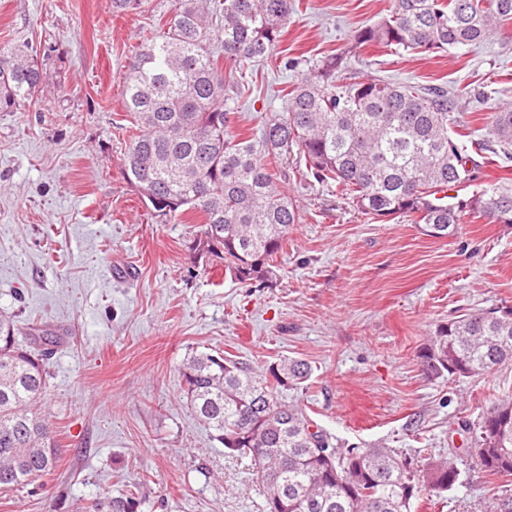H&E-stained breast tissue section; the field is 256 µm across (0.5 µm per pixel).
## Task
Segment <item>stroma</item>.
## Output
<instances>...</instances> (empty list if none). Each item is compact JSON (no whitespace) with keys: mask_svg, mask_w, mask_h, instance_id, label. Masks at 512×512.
Masks as SVG:
<instances>
[{"mask_svg":"<svg viewBox=\"0 0 512 512\" xmlns=\"http://www.w3.org/2000/svg\"><path fill=\"white\" fill-rule=\"evenodd\" d=\"M388 0H296L276 61L235 73L234 132L281 112L284 90L343 60L342 76L466 91L453 112L463 144L512 107V20L480 46L424 55L355 41ZM168 0L114 15L112 0H0V47H36L38 102L0 112V316L19 340L54 332L41 402L60 450L39 482L0 490V512H85L137 486L139 512H264L250 459L225 455L183 396L188 355L219 351L266 368L300 358L313 373L282 389L338 448L381 445L413 465L450 457L459 479L412 512H474L503 479L469 450L512 364L431 380L419 353L469 309L512 308V226L463 213L437 239L408 218L358 212L335 183L282 158L298 222L266 282L241 283L196 258L197 215L164 223L123 174L128 60Z\"/></svg>","mask_w":512,"mask_h":512,"instance_id":"stroma-1","label":"stroma"}]
</instances>
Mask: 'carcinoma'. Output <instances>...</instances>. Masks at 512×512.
<instances>
[{
    "mask_svg": "<svg viewBox=\"0 0 512 512\" xmlns=\"http://www.w3.org/2000/svg\"><path fill=\"white\" fill-rule=\"evenodd\" d=\"M152 0H112V13L142 12ZM294 0H171L165 23L152 29L128 62L123 95L130 116L123 153L127 181L154 215L201 214L200 237L219 245L217 258L235 280L262 281L297 223L280 156L296 145L308 171L342 187L353 205L376 218L408 217L426 235L454 234L461 214L512 225V186L489 184L472 194L464 145L450 134L457 99L437 87L378 78L336 84L338 58L317 79L285 94L283 112L247 139L233 134L225 108L220 59L243 66L277 55ZM512 19V0H391L388 14L358 30L359 45L431 55L478 45ZM217 32L218 51L209 49ZM42 68L21 49L0 48V112L36 101ZM512 153V110L491 115L486 138ZM50 333L19 343L0 318V489L28 486L51 474L57 444L38 403L46 392ZM431 380L472 378L512 362V312L473 310L439 325L420 351ZM183 390L215 439L248 456L264 489L288 512H411L423 487L441 495L459 471L448 459L412 469L392 448H335L279 388L306 382L312 368L283 358L260 374L221 353L197 352L182 363ZM475 458L492 475L512 476V397L488 408L475 429ZM133 487L95 499L86 512H138ZM477 512H512L505 488Z\"/></svg>",
    "mask_w": 512,
    "mask_h": 512,
    "instance_id": "1",
    "label": "carcinoma"
}]
</instances>
